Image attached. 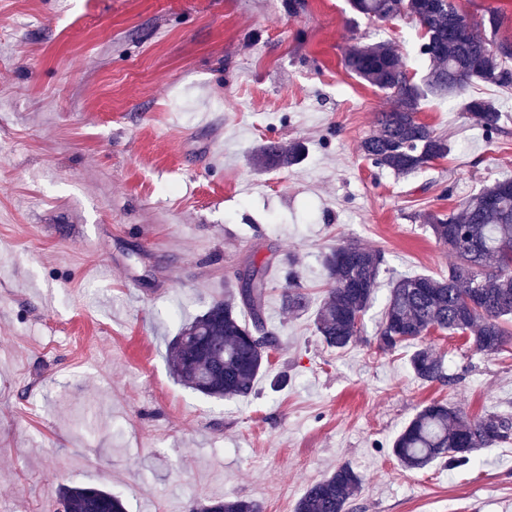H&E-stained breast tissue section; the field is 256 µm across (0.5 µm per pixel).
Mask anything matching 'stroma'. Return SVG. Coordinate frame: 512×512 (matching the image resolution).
I'll use <instances>...</instances> for the list:
<instances>
[{"label":"stroma","instance_id":"stroma-1","mask_svg":"<svg viewBox=\"0 0 512 512\" xmlns=\"http://www.w3.org/2000/svg\"><path fill=\"white\" fill-rule=\"evenodd\" d=\"M0 0V512H51L64 485H98L128 512H189L235 495L294 512L336 467L363 478L353 512H512V440L472 468L403 469L400 430L434 400L512 416V343L494 356L431 333L453 384L425 383L411 347L379 350L392 277L447 274L422 221L512 178V90L481 81L419 117L447 157L402 179L362 156L390 101L347 71L359 35L412 73L417 28L347 0ZM496 99L487 137L464 102ZM301 161L252 162L267 140ZM384 252L356 342L327 348L314 309L322 255ZM294 261L312 308L284 314ZM266 266L264 318L280 344L249 397L181 385L166 360L181 326Z\"/></svg>","mask_w":512,"mask_h":512}]
</instances>
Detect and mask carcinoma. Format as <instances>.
<instances>
[{
  "instance_id": "1",
  "label": "carcinoma",
  "mask_w": 512,
  "mask_h": 512,
  "mask_svg": "<svg viewBox=\"0 0 512 512\" xmlns=\"http://www.w3.org/2000/svg\"><path fill=\"white\" fill-rule=\"evenodd\" d=\"M352 11L367 20L406 19L422 32L419 54L432 62L418 79H404L405 65L389 42L355 46L346 66L377 87L393 107L377 113L376 129L360 144L372 166L398 177H409L437 159L448 156L451 142L418 118L430 97L459 95L479 80L512 87V41H496L500 12L488 10L475 21L462 13L456 0H443L438 10L426 0H349ZM498 47L496 53L490 52ZM468 115L487 137L500 132V110L493 99L467 102ZM302 146L262 145L254 162L260 167H291L301 160ZM433 236L448 245L454 256L448 275L400 276L389 288L378 323V348L394 351L414 345L408 359L415 378L424 383L447 380L445 362L425 343L434 331L464 335L484 355L499 353L512 331V179L495 181L467 199L458 210L430 212L424 218ZM384 263L380 249L342 243L328 249L323 267L330 283L315 315V328L331 349L350 346L362 329ZM263 271L251 286L224 288V297L185 324L169 344V362L176 378L209 397L239 399L251 394L253 383L268 364V351L278 345L275 329L261 312L269 294ZM309 296L298 274L288 272L281 307L288 314L307 310ZM512 438V417L488 415L469 420L460 408L443 400L423 406L396 436L392 451L401 467L422 470L436 462L450 469L474 462L481 450ZM362 477L348 465L308 486L295 512H350ZM59 509L63 512H126L123 499L94 486L64 485ZM191 512H262L259 503L227 496L198 501Z\"/></svg>"
}]
</instances>
